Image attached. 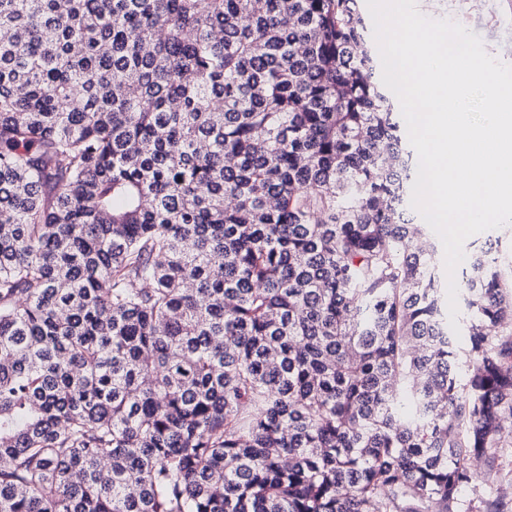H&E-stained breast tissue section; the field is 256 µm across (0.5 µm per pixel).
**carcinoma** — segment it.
Masks as SVG:
<instances>
[{
  "mask_svg": "<svg viewBox=\"0 0 512 512\" xmlns=\"http://www.w3.org/2000/svg\"><path fill=\"white\" fill-rule=\"evenodd\" d=\"M361 0H0V512H458L512 265L449 324Z\"/></svg>",
  "mask_w": 512,
  "mask_h": 512,
  "instance_id": "carcinoma-1",
  "label": "carcinoma"
}]
</instances>
